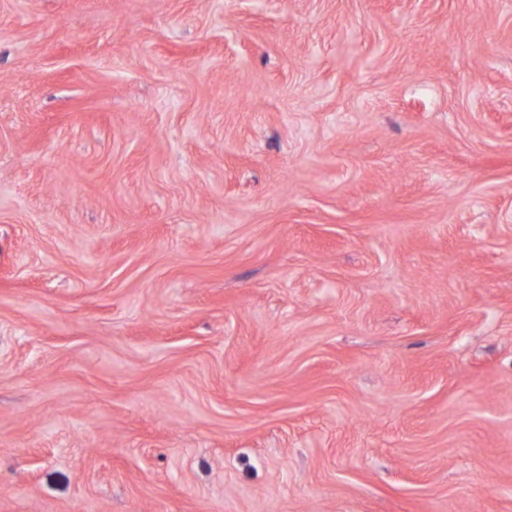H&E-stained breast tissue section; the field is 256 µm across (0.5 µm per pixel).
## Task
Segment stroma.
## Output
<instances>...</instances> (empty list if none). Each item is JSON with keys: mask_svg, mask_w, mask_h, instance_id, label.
Here are the masks:
<instances>
[{"mask_svg": "<svg viewBox=\"0 0 512 512\" xmlns=\"http://www.w3.org/2000/svg\"><path fill=\"white\" fill-rule=\"evenodd\" d=\"M0 512H512V0H0Z\"/></svg>", "mask_w": 512, "mask_h": 512, "instance_id": "obj_1", "label": "stroma"}]
</instances>
